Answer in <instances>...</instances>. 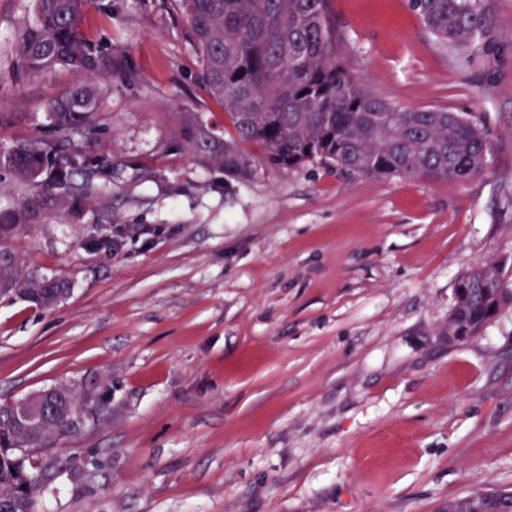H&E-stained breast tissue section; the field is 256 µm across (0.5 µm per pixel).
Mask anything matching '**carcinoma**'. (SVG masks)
Segmentation results:
<instances>
[{"label":"carcinoma","mask_w":512,"mask_h":512,"mask_svg":"<svg viewBox=\"0 0 512 512\" xmlns=\"http://www.w3.org/2000/svg\"><path fill=\"white\" fill-rule=\"evenodd\" d=\"M33 19L16 34L12 60L21 74L80 73L85 80L46 100L53 134H39L0 151V185L10 181L19 202L0 208V241L36 224L78 221L107 185L111 164L84 141L97 130L104 84L132 79L120 46L104 50L81 30L93 0H33ZM199 57V79L224 111L232 133L212 138L195 112L182 113L181 131L194 156L231 179L251 174L243 145L261 148L265 163L285 169L321 165L364 178L416 176L467 181L491 157L487 131L470 117L432 108L406 109L371 94L336 59V31L328 0H171ZM428 30L464 60L493 51L486 0H411ZM496 269L477 265L457 280L468 288L448 318L479 335L494 317L486 288L512 293ZM70 289L61 280L21 277L14 257L0 250V294H18L50 309ZM75 393L60 390L53 418L64 425L80 407ZM0 404V512H39L30 490L38 467L20 449L40 445L37 436L9 423ZM480 495L499 499L512 512V493L481 490L448 500V512H470Z\"/></svg>","instance_id":"obj_1"}]
</instances>
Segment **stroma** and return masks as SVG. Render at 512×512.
<instances>
[{"label":"stroma","instance_id":"stroma-1","mask_svg":"<svg viewBox=\"0 0 512 512\" xmlns=\"http://www.w3.org/2000/svg\"><path fill=\"white\" fill-rule=\"evenodd\" d=\"M499 52L468 64L410 0H329L341 64L402 108L473 117L487 168L467 181L366 179L199 161L179 115L224 112L170 0H94L82 30L136 77L105 86L91 146L112 164L82 223L1 244L70 294L0 298V403L67 385L105 404L61 451L45 512H445L512 489V303L448 341L457 279L512 285V0H487ZM32 0H0V150L46 124L75 74L28 76L10 44ZM111 239V248L100 245ZM480 495L498 498V510L512 512V492L507 490H481L463 497L449 499L448 512H472L469 510L472 507L471 502L476 496Z\"/></svg>","mask_w":512,"mask_h":512}]
</instances>
